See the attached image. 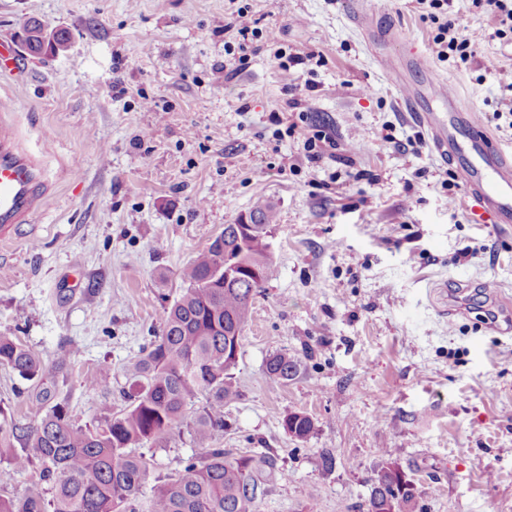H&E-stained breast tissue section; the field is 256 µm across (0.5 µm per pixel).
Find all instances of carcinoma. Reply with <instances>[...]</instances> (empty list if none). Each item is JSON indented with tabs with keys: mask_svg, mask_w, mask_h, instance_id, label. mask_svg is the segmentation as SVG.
<instances>
[{
	"mask_svg": "<svg viewBox=\"0 0 512 512\" xmlns=\"http://www.w3.org/2000/svg\"><path fill=\"white\" fill-rule=\"evenodd\" d=\"M275 215L260 213L255 236L238 238L232 225L180 272L184 293L165 310L162 333L141 350L130 373V404L89 425L73 423L55 391L41 389L28 422L0 419V458L10 471L40 468L41 483L19 497L0 495V512H256L259 475L274 469L267 455L233 456L219 446L224 406L238 398L233 370L255 295L275 276L267 238ZM0 365L24 380L40 382V353L0 334ZM300 361L271 355L268 374L288 381ZM284 429L300 441L315 429L301 412ZM187 432L202 449L165 480L144 488L150 460L136 449L164 446ZM417 497L413 481L395 462L376 475L366 512H406Z\"/></svg>",
	"mask_w": 512,
	"mask_h": 512,
	"instance_id": "1",
	"label": "carcinoma"
}]
</instances>
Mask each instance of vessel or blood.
Listing matches in <instances>:
<instances>
[{
    "mask_svg": "<svg viewBox=\"0 0 512 512\" xmlns=\"http://www.w3.org/2000/svg\"><path fill=\"white\" fill-rule=\"evenodd\" d=\"M352 20L372 46L387 40L376 14L365 7L363 0H358ZM423 97L447 108V116L423 111L419 106ZM405 108L427 128L431 147L440 156L467 148L469 156L461 167V177L471 198L495 223L512 224V150L490 142L474 115L465 113L459 99L437 74H429L423 91H408ZM47 199L36 160L19 151L12 127L0 121V236L29 221Z\"/></svg>",
    "mask_w": 512,
    "mask_h": 512,
    "instance_id": "obj_1",
    "label": "vessel or blood"
}]
</instances>
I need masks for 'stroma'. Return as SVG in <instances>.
<instances>
[{"label":"stroma","instance_id":"obj_1","mask_svg":"<svg viewBox=\"0 0 512 512\" xmlns=\"http://www.w3.org/2000/svg\"><path fill=\"white\" fill-rule=\"evenodd\" d=\"M353 2L0 0V43L17 61L0 74V117L50 188L0 238V333L43 356L76 423L119 412L131 364L184 290L180 270L225 225L273 210L276 275L244 329L221 439L276 460L257 512H364L390 461L414 481L416 512H512V224L479 214L384 66L422 58L406 86L436 71L512 149V116L490 119L512 98V37L452 0L476 54L442 61L413 0H366L391 33L373 48ZM240 9L259 34L238 65ZM33 19L67 31V51L31 53ZM319 127L336 150L312 163ZM277 351L298 356L292 380L268 375ZM105 371L110 387L93 389ZM34 395L0 366L1 415L26 420ZM293 412L313 418L307 440L284 429Z\"/></svg>","mask_w":512,"mask_h":512}]
</instances>
